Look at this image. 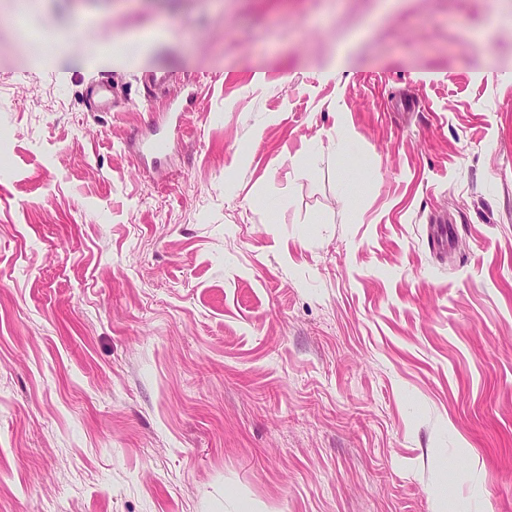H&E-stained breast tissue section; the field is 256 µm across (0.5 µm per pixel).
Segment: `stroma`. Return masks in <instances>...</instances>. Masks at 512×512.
I'll use <instances>...</instances> for the list:
<instances>
[{
    "label": "stroma",
    "mask_w": 512,
    "mask_h": 512,
    "mask_svg": "<svg viewBox=\"0 0 512 512\" xmlns=\"http://www.w3.org/2000/svg\"><path fill=\"white\" fill-rule=\"evenodd\" d=\"M508 21L0 0V512H512Z\"/></svg>",
    "instance_id": "obj_1"
}]
</instances>
